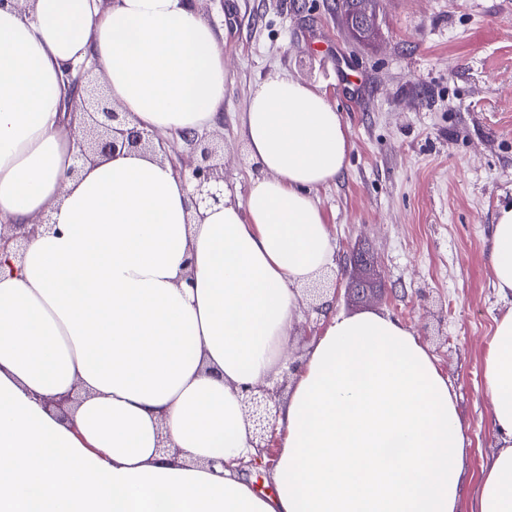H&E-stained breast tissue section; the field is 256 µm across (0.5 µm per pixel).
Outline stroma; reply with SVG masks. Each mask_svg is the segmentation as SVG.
<instances>
[{
    "mask_svg": "<svg viewBox=\"0 0 512 512\" xmlns=\"http://www.w3.org/2000/svg\"><path fill=\"white\" fill-rule=\"evenodd\" d=\"M221 32L224 181L246 197L260 170L242 134L251 92L269 76L296 78L337 104L352 149L318 191L334 263L333 314L348 254L369 251L381 293L370 310L409 327L456 395L466 441L457 512H474L481 464L498 445L484 359L502 299L488 261L499 204L512 200V0H380L378 41H356L336 0H198ZM322 316L303 297L285 365L288 388Z\"/></svg>",
    "mask_w": 512,
    "mask_h": 512,
    "instance_id": "1",
    "label": "stroma"
}]
</instances>
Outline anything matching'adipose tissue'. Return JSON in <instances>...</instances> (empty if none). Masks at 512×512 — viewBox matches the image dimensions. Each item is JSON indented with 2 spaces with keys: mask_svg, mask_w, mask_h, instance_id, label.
<instances>
[{
  "mask_svg": "<svg viewBox=\"0 0 512 512\" xmlns=\"http://www.w3.org/2000/svg\"><path fill=\"white\" fill-rule=\"evenodd\" d=\"M86 61L150 132H204L224 104L218 34L189 0L0 7V223L53 224L22 260L0 254V512H456L455 396L412 332L374 311L330 316L310 343L278 418L273 494L241 473L256 450L238 392L281 365L303 288L333 262L314 193L348 163L336 104L291 77L259 84L242 123L261 174L199 215L188 180L150 153L69 177L64 75ZM489 255L512 297V203ZM485 376L499 449L475 512H512V310ZM78 386L61 419L48 399Z\"/></svg>",
  "mask_w": 512,
  "mask_h": 512,
  "instance_id": "adipose-tissue-1",
  "label": "adipose tissue"
}]
</instances>
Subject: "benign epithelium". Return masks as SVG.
Segmentation results:
<instances>
[{"instance_id":"7a95c632","label":"benign epithelium","mask_w":512,"mask_h":512,"mask_svg":"<svg viewBox=\"0 0 512 512\" xmlns=\"http://www.w3.org/2000/svg\"><path fill=\"white\" fill-rule=\"evenodd\" d=\"M68 97L64 108L70 115L83 117V137L76 141L77 165L70 168L75 176L81 165L95 159H108L128 152H151L168 161L176 172L192 185V204L195 210L224 203V157L209 141V134L182 132L179 139L183 150L174 149V143L158 138L138 128L130 113L120 111L101 90L105 86L104 73L91 77V70L80 67L68 72ZM44 223L0 224V252L10 253L15 259L23 257L27 239L38 232ZM371 263L357 256L348 270L346 293L359 303L371 300L377 291L368 272ZM243 407L247 408L255 433L253 447L257 449L252 465L273 468L278 459L274 452L277 441L276 415L279 389L267 385L246 386L241 389Z\"/></svg>"}]
</instances>
